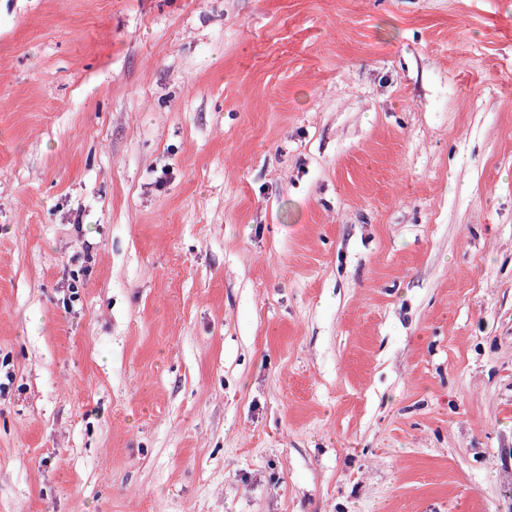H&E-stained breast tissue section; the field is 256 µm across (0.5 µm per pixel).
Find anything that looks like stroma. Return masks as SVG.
<instances>
[{
	"instance_id": "1",
	"label": "stroma",
	"mask_w": 512,
	"mask_h": 512,
	"mask_svg": "<svg viewBox=\"0 0 512 512\" xmlns=\"http://www.w3.org/2000/svg\"><path fill=\"white\" fill-rule=\"evenodd\" d=\"M0 512H512V0H0Z\"/></svg>"
}]
</instances>
